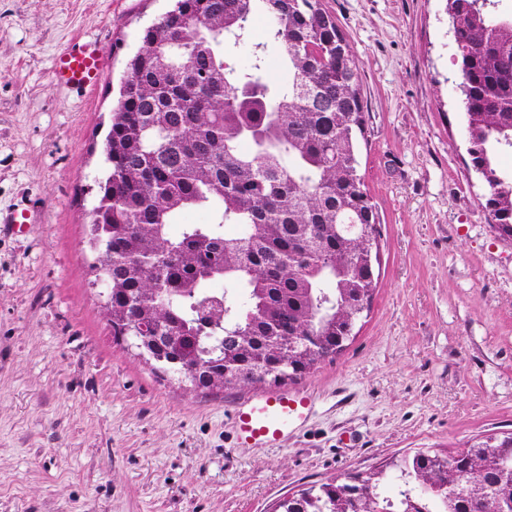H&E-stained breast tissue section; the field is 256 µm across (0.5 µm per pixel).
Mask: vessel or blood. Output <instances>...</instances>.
Segmentation results:
<instances>
[{
	"label": "vessel or blood",
	"instance_id": "obj_1",
	"mask_svg": "<svg viewBox=\"0 0 512 512\" xmlns=\"http://www.w3.org/2000/svg\"><path fill=\"white\" fill-rule=\"evenodd\" d=\"M105 65L102 49L77 42L56 58L51 77L56 84L81 91L93 86ZM313 410L311 396L303 391H282L253 396L237 403L232 427L241 446L278 447L307 422Z\"/></svg>",
	"mask_w": 512,
	"mask_h": 512
}]
</instances>
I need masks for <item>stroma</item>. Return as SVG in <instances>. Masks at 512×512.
Listing matches in <instances>:
<instances>
[{
  "instance_id": "obj_1",
  "label": "stroma",
  "mask_w": 512,
  "mask_h": 512,
  "mask_svg": "<svg viewBox=\"0 0 512 512\" xmlns=\"http://www.w3.org/2000/svg\"><path fill=\"white\" fill-rule=\"evenodd\" d=\"M356 57L360 172L378 286L344 349L290 388L314 412L278 448L230 416L272 383L189 392L115 340L86 249L92 186L127 58L169 0H0V512H272L349 472L512 432V239L468 154L445 0H324ZM107 67L85 93L50 72L76 41Z\"/></svg>"
}]
</instances>
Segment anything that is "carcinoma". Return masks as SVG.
I'll return each instance as SVG.
<instances>
[{
    "instance_id": "1",
    "label": "carcinoma",
    "mask_w": 512,
    "mask_h": 512,
    "mask_svg": "<svg viewBox=\"0 0 512 512\" xmlns=\"http://www.w3.org/2000/svg\"><path fill=\"white\" fill-rule=\"evenodd\" d=\"M468 0L454 41L472 165L484 207L512 237V11ZM269 42L248 69L226 61L253 20ZM288 72L267 73L268 44ZM359 67L322 0H175L144 28L126 63L104 144L87 243L115 337L133 323L166 337L165 371L214 362L294 379L334 357L368 308L380 237L359 174L364 135ZM247 149H242V146ZM210 224L167 225L187 209ZM237 224L235 237L224 225ZM222 279V291L207 288ZM266 379L215 374L209 390ZM383 472L302 489L282 512H512V436L453 452L419 451L379 491Z\"/></svg>"
}]
</instances>
